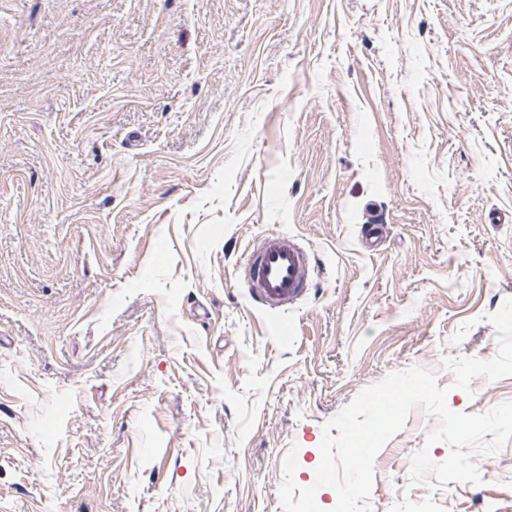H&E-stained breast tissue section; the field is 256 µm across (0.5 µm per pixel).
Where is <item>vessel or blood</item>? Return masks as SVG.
Here are the masks:
<instances>
[{
  "label": "vessel or blood",
  "instance_id": "b4317fda",
  "mask_svg": "<svg viewBox=\"0 0 512 512\" xmlns=\"http://www.w3.org/2000/svg\"><path fill=\"white\" fill-rule=\"evenodd\" d=\"M312 254L284 234H271L249 248L243 267L250 294L263 308H279L295 302L309 286Z\"/></svg>",
  "mask_w": 512,
  "mask_h": 512
}]
</instances>
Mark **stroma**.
<instances>
[{"mask_svg": "<svg viewBox=\"0 0 512 512\" xmlns=\"http://www.w3.org/2000/svg\"><path fill=\"white\" fill-rule=\"evenodd\" d=\"M366 224L387 227L364 248ZM314 252L288 309L252 303L255 240ZM512 297V0H0V512H283L322 425L418 365L477 414ZM413 409L374 460L410 488Z\"/></svg>", "mask_w": 512, "mask_h": 512, "instance_id": "35a3bbf8", "label": "stroma"}]
</instances>
